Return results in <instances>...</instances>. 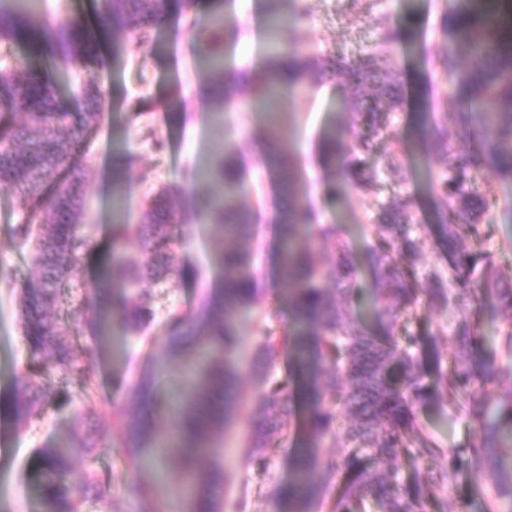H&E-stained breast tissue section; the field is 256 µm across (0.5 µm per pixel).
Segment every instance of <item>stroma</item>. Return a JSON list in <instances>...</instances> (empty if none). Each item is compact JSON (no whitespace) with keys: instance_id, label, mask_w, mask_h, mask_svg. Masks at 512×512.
Instances as JSON below:
<instances>
[{"instance_id":"35a3bbf8","label":"stroma","mask_w":512,"mask_h":512,"mask_svg":"<svg viewBox=\"0 0 512 512\" xmlns=\"http://www.w3.org/2000/svg\"><path fill=\"white\" fill-rule=\"evenodd\" d=\"M171 2V18L155 32L151 45L117 56L113 53L111 30L98 24V0H43L42 18L53 20L74 15L90 31L100 59L93 76L105 91L98 130L91 139L84 162L83 222L90 247L72 274L70 294L61 300L56 312L58 316H66L80 303L92 309L97 307L106 278L116 281L122 278L119 259L112 253V226L116 217L137 223L145 200L157 188L182 185V193L173 199L180 220L175 245L178 271L163 283L151 280L140 283L141 289L150 294L155 312L148 330L151 341L146 344L130 339L119 355L113 353L111 346H103L95 362L100 394L119 393L144 364L149 350L162 347L170 313H191L200 299L210 295L212 284L220 276L213 264V255L224 244L221 233L192 209L195 195L218 192L219 186L212 181L186 186L182 175L187 164L204 161L215 142L222 139L238 142L250 176L237 202L256 210L259 215L254 234L242 239L240 245L255 260L262 292L257 303L242 314L238 323L241 346L234 359L240 366L242 415L224 433V468L229 476L224 497L230 501L246 499V512H285L277 492L292 478L290 460L298 445L297 437L275 444L264 462L244 458L249 441L247 418L257 412L261 392L247 367L257 327L264 313L273 306L283 313L281 326H288L290 322L286 315L285 287L277 275L275 194L269 186L263 188L262 195L252 193L253 186L264 176L261 153L249 138L260 117L235 105L224 113L222 120H214L205 93L207 76L197 65L199 57L208 51L207 19L218 8L233 19L239 30L237 41L223 44L225 55L233 67L252 66L262 46L260 33L266 18V4L265 0ZM454 6L455 0H370L368 9L362 10L350 7L348 0H310L308 19L285 31L283 37L288 44L318 55L357 60L370 55L378 46L383 24L394 23L400 31L396 48L403 67L405 103L402 111L392 114L390 131L379 134L378 144L386 146L394 136L411 142L420 122L421 105L435 106L449 120L454 117V109L448 97L450 81L413 62L407 36L422 32L436 45L445 44L440 21L445 10ZM9 49L14 58L43 69L66 111H82L79 85L85 76L83 69L45 66L50 51L27 27L19 31ZM349 94L342 82L326 81L305 86L299 93L281 100L283 119L294 127L288 147L300 160L310 203L328 220L345 225L351 259L362 268L367 251L374 243L368 227L378 203L398 196L411 199L419 221L425 225L424 232L418 235V269L447 272L445 248L429 226L431 214L425 188L428 171L424 163L405 157L408 179L404 184L384 179L371 195L351 192L346 198L336 197V181L320 161V141L328 129L335 130L339 139H346L352 122L342 105ZM148 127L155 137L165 142L164 153H156L151 142L145 140L144 130ZM119 162L128 167V183L123 206L118 209L113 202L112 169ZM145 168L152 169V181H140L139 174ZM480 189L500 203L494 217L495 240L501 246L498 261L501 267L512 268V182L499 181L489 173ZM25 214L26 205L21 195L0 186V512H42V485L30 466L33 451L43 445L64 442L77 424L76 413H88L92 428L108 431L114 416L122 411L121 406H105L76 394L70 403H58L47 409L30 432L18 430L11 417L9 404L14 385L30 359L15 287L16 281L34 273L30 253L19 249L14 237V226L22 222ZM476 311L480 312L485 327L500 325L502 313L498 301L487 293L478 308L471 304L424 307L410 316L408 327L428 336L444 358L449 359L455 346L451 336L440 333V326ZM184 371V359L171 362L159 376L153 398L142 408L157 430H167L171 425L170 400L183 386ZM417 418L443 448L462 447L473 435L464 413L445 401L434 399L419 407ZM153 454L156 469L138 472L126 469L120 449L108 444L99 445L93 459L76 457V466L89 465L95 469L110 495L106 504L88 500L84 512H140L139 503L124 493L127 484L138 480L153 485L155 504L161 512H189L175 456L159 447L154 448ZM437 495L446 512H485L486 509L482 490L466 474L438 490Z\"/></svg>"}]
</instances>
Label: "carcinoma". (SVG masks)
I'll return each instance as SVG.
<instances>
[{
  "label": "carcinoma",
  "mask_w": 512,
  "mask_h": 512,
  "mask_svg": "<svg viewBox=\"0 0 512 512\" xmlns=\"http://www.w3.org/2000/svg\"><path fill=\"white\" fill-rule=\"evenodd\" d=\"M266 3L270 29L284 23L295 26L309 12L306 0ZM169 8L168 0H102L99 22L112 27L119 51L131 53L147 44ZM500 15L501 0H459L442 19L448 49H436L423 34L412 37L415 61L437 74L446 77L456 71L457 42L467 46L475 64L450 88L455 122L450 124L425 108L421 123L426 156L438 164L428 190L434 199V223L448 245L450 283L437 273L419 274L408 259L416 248L412 232L424 228L416 223L411 200L381 205L371 225L372 305L379 321L391 327L384 336L369 332L352 310L360 289L348 244L341 226L320 222L319 212L309 205L297 160L287 150L288 125L280 122L276 104L301 86L345 78L353 87L345 108L360 130L344 147L334 130L325 132L320 143L322 163L336 176L338 194L349 189L369 193L382 175L403 178V145L398 139L380 153L381 166L368 163L377 153L375 136L385 128L388 113L402 111L404 103L395 27L384 25L379 50L359 61L318 57L283 44L261 54L252 71L230 75L224 56L206 57L213 112L223 114L232 101L246 107L264 106V120L252 130L251 138L267 146L263 166L276 186L278 277L288 285L293 326L278 333L274 322L280 312L270 310L250 358V369L264 391L261 413L249 421L248 456L262 461L284 433L303 429L307 441L292 458V481L279 491L288 512H312L320 482L333 479L340 482L333 512H443L436 490L452 484L462 470L475 478H489L493 497L512 499V455L502 451L503 430L512 439V390L499 392L503 369L477 351L482 336L479 320L451 322L448 333L459 355L446 369L441 352L424 347L420 335L398 327L402 316L416 311L424 299L444 306L489 291L507 313L500 333L512 351V275L496 266L494 245L493 212L498 201L480 190L487 171L512 182V42L502 37ZM23 23L15 0H0V40L10 41ZM210 24L213 35H222L226 41L237 36L233 20L218 9L210 15ZM37 34L63 60L77 57L89 69L99 62L87 45V32L75 19H59ZM102 99L99 84L91 77L82 92L86 111L63 112L49 83L34 69L6 58L0 65V185L17 190L27 203L15 235L19 245H32L38 266L36 280L19 283L26 343L33 359L14 388L11 412L19 426L31 424L51 404L52 393L42 380L49 367L75 377L84 396L95 399L93 362L106 329L119 328L126 337L138 335L152 316L150 295L130 293L129 284L146 278L162 282L175 272L178 217L170 205V189L165 188L152 199L141 223L112 225L113 246L134 238L140 257L120 263L122 283L106 287L104 299L120 312L117 323L110 324L101 313L92 321L87 308L72 311L70 321L94 333V344L83 349L86 363L76 362V347L52 311L88 249L81 224L83 158ZM20 114L25 116L22 122L17 120ZM237 151L238 147L221 143L213 148V155L224 159V164L195 167L191 173L196 182L217 179L222 184L221 191L199 199L200 212L224 236V248L216 257L222 273L221 301L206 300L186 317L172 316L162 349L152 352L137 377L125 385L127 411L115 417L111 434L88 435L75 429L63 445L36 451L44 512H82L85 499L97 495L94 471L75 468L73 458L79 453L90 457L102 441L118 442L127 466L137 469L143 464L146 450L157 443V431L136 408L153 394L159 371L178 357L192 363L174 417L175 453L188 481L192 512H224L227 474L215 440L241 408L240 372L232 354L240 347L238 319L260 294L250 255L230 245L250 236L256 222L252 209L235 204L244 180ZM43 214L47 218H41ZM314 238L336 253L335 264L319 267L310 250ZM471 241L486 245L479 267L470 260L467 244ZM285 354L292 367L281 379L272 370ZM426 362L434 374L430 385L424 383ZM305 379L308 411L300 424L292 393L294 385ZM430 397L465 412L473 430L466 447L441 448L423 433L416 408ZM338 437L347 451L319 459L317 449ZM401 455L414 462H432L446 455L450 463L443 469L416 468L407 481L399 482L383 464ZM205 456L212 458L210 467L197 469V460ZM127 490L151 512L150 485L129 484Z\"/></svg>",
  "instance_id": "cac0c4a2"
}]
</instances>
